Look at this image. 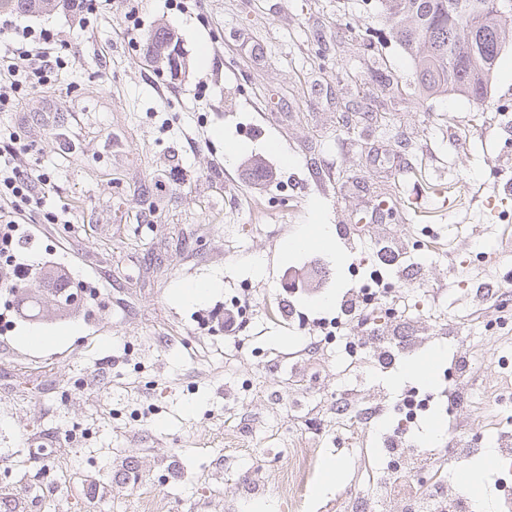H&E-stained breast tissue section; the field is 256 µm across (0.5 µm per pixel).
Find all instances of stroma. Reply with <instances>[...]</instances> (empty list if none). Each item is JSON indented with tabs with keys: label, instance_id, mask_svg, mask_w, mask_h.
<instances>
[{
	"label": "stroma",
	"instance_id": "1",
	"mask_svg": "<svg viewBox=\"0 0 512 512\" xmlns=\"http://www.w3.org/2000/svg\"><path fill=\"white\" fill-rule=\"evenodd\" d=\"M4 20L58 35L61 66L0 112V142L26 149L78 227L34 215L24 253L68 266L102 298L94 318L82 303L37 325L18 318L0 336V501L11 512H35L7 471L39 436L71 469L57 512H94L88 477L111 486L112 512H139L141 483L170 512H336L372 494L368 467L397 425L384 399L417 380L376 371L367 349L344 356L317 328L356 270L394 283L397 335L428 339L396 369L432 358L425 387L440 389L451 329L472 358L463 404L433 410L418 439L434 442L452 417L512 433V406L496 394L512 378V334L488 331L498 301L476 295L487 283L512 303L501 248L512 235V44L485 102L423 101L378 0H103L85 18L63 2L39 15L2 8ZM159 26L183 40L188 70L175 80L144 61ZM254 163L273 179L249 178ZM317 224L330 247L284 251ZM382 240L402 272L380 266ZM314 267L322 287L289 296L292 270ZM204 280L218 281L212 295L180 299ZM234 296L250 310L238 337L203 329ZM35 325L64 342L29 350L22 335ZM342 399L371 411L358 434L336 415ZM79 427L93 435L70 445ZM300 444L316 476L297 497L266 477Z\"/></svg>",
	"mask_w": 512,
	"mask_h": 512
}]
</instances>
